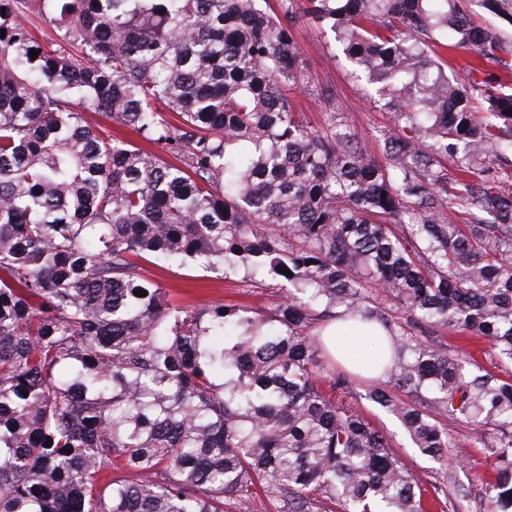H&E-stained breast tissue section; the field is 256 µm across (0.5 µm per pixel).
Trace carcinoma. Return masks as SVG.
Returning <instances> with one entry per match:
<instances>
[{"instance_id":"obj_1","label":"carcinoma","mask_w":512,"mask_h":512,"mask_svg":"<svg viewBox=\"0 0 512 512\" xmlns=\"http://www.w3.org/2000/svg\"><path fill=\"white\" fill-rule=\"evenodd\" d=\"M307 3L392 112L378 157L336 109L295 112L294 0H0V512H425L322 360L338 318L382 328L410 397L368 399L445 463L447 421L471 425L512 512V190L487 178L512 165V0ZM150 265L282 294L184 305ZM392 307L487 339L500 373Z\"/></svg>"}]
</instances>
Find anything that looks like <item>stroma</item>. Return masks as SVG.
Masks as SVG:
<instances>
[{
	"label": "stroma",
	"mask_w": 512,
	"mask_h": 512,
	"mask_svg": "<svg viewBox=\"0 0 512 512\" xmlns=\"http://www.w3.org/2000/svg\"><path fill=\"white\" fill-rule=\"evenodd\" d=\"M301 59L311 76L309 87L294 90L297 111L303 112L312 127H323L330 107L341 111L345 128L355 133L363 149L370 155L380 153L381 140L393 127V116L371 88L354 81L348 74L331 34L319 29L311 19H304L294 32ZM152 275L178 299L192 303H226L271 305L277 299L274 281H264L253 287L224 280L215 273L195 272L184 267L153 269ZM422 335L436 343L447 345L459 358L478 354L487 370H495L499 361L489 354V345L483 339H467L443 326L422 328ZM351 393L354 403L387 436L402 462L423 482L444 483L448 486L446 503L434 512H487L484 499V478L487 472L485 454L474 442V432L462 422L448 425V437L464 459L463 468L447 469L423 456L414 448L398 421L373 403L367 392L375 381L352 376Z\"/></svg>",
	"instance_id": "stroma-1"
}]
</instances>
